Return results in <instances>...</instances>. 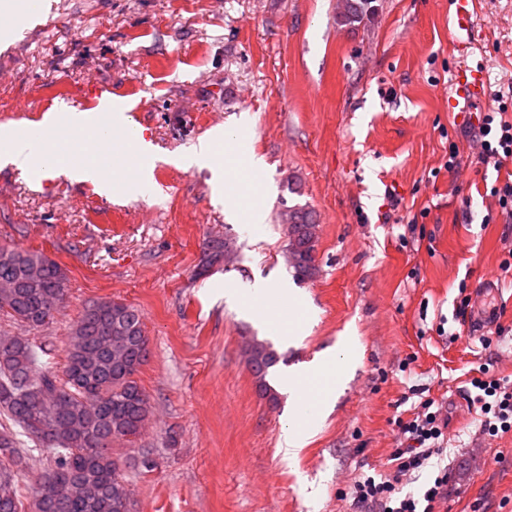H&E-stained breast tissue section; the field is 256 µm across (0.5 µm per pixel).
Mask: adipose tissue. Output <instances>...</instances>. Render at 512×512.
<instances>
[{"label":"adipose tissue","instance_id":"ef3b65f1","mask_svg":"<svg viewBox=\"0 0 512 512\" xmlns=\"http://www.w3.org/2000/svg\"><path fill=\"white\" fill-rule=\"evenodd\" d=\"M231 133L216 128L200 139L188 153L178 157V164L186 169L209 167L211 191L215 201H223L230 185L238 181L240 171L233 160L222 157L219 146H232ZM336 352H322L318 361L303 372L287 376L284 384L292 396V415L285 429L280 448L285 456L295 457L307 439L319 428L325 409L329 406L335 389Z\"/></svg>","mask_w":512,"mask_h":512}]
</instances>
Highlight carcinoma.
Listing matches in <instances>:
<instances>
[{"label":"carcinoma","mask_w":512,"mask_h":512,"mask_svg":"<svg viewBox=\"0 0 512 512\" xmlns=\"http://www.w3.org/2000/svg\"><path fill=\"white\" fill-rule=\"evenodd\" d=\"M376 0H343L337 21L356 26L376 13ZM317 228L312 211L297 205L286 213V236L296 247L285 254L298 281L319 273ZM0 312L36 330L48 324L64 300L67 276L41 251L0 246ZM45 351L23 336H0V512H129L130 489L112 457V442L138 436L150 416L137 374L149 355V340L137 309L115 300L86 304L70 330L65 363L58 371ZM247 361L261 393L277 400L266 377L279 363L267 342L252 340ZM33 447H20V437ZM35 454L47 466L27 488L21 472Z\"/></svg>","instance_id":"carcinoma-1"}]
</instances>
